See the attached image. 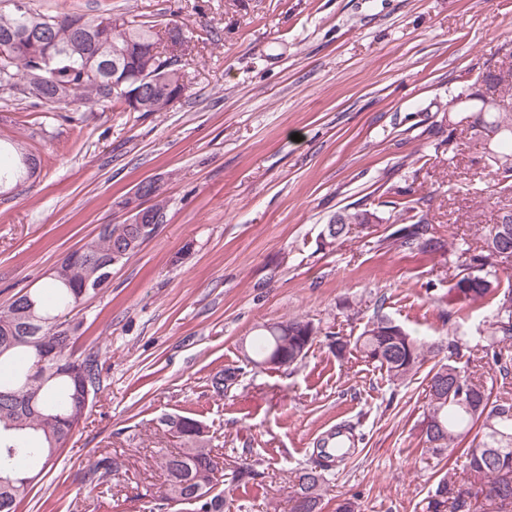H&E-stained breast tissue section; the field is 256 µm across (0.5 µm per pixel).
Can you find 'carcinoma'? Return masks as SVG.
Instances as JSON below:
<instances>
[{
  "label": "carcinoma",
  "mask_w": 512,
  "mask_h": 512,
  "mask_svg": "<svg viewBox=\"0 0 512 512\" xmlns=\"http://www.w3.org/2000/svg\"><path fill=\"white\" fill-rule=\"evenodd\" d=\"M120 26L89 44L76 41L78 27L87 29L103 23L84 14L48 15L31 8L24 13L0 12V38L15 37L10 46L0 44V92L15 95L18 81L41 83L40 102L50 110L67 108L76 100L119 106L125 112H166V88L178 86V69L155 74L157 89L133 105L129 95L139 88L138 75L145 69V57L158 48V33L146 21L119 18ZM486 87L496 97L494 108L485 107L480 93ZM495 133L487 165L493 180L512 182V66L504 69L490 62L482 65L473 84L448 100V142L465 137L485 139ZM38 170L36 156L20 150L14 142L0 139V183L27 182ZM397 220L403 226L382 239L401 250L444 255L449 243L433 226L429 200L411 198L395 203ZM481 245L472 248L463 238L456 243L455 264L476 271L458 281H449L448 303L490 306V320L483 331L484 351L491 356L502 380L512 377V275L501 276L499 267L488 262L493 253L512 251V209L502 210L496 223L485 228ZM130 248L129 256L140 251L130 244L127 225L114 224L109 233L81 246V254L70 260L66 273L53 274L41 288L29 290L0 310V512H17L38 484V477L57 460L68 441L71 417L82 404L85 392L100 386L102 366L98 355L83 356V370L72 375L43 377L54 363L42 362L43 348L56 341L63 358L75 354L76 332L81 323L69 315L77 308L84 282L91 272L90 261H104L114 247ZM377 305L373 319L354 341L328 332L336 356L353 348L387 374L393 384L414 376L429 356L448 351V362H437L428 373L429 407L424 413L425 451L436 456H453L467 437L463 449L464 482L461 488L439 481L427 497L426 512H448L464 507L474 497L497 510L512 507V399H491V393L457 365L461 338L426 342L410 334ZM322 333L319 324L303 317L258 326L250 348L243 353L246 364L282 359L288 369L306 356ZM181 446L160 455L166 485L145 505L146 512H169L179 506L183 512H224V495L240 483L257 476L243 462L224 474L221 484L212 485V436L202 420L177 414L165 425ZM322 451L311 464L294 471L289 486V512H321V501L330 471L345 460ZM116 459L103 458L88 474L86 482L97 486L115 472Z\"/></svg>",
  "instance_id": "obj_1"
}]
</instances>
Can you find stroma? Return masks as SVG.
I'll use <instances>...</instances> for the list:
<instances>
[{
  "mask_svg": "<svg viewBox=\"0 0 512 512\" xmlns=\"http://www.w3.org/2000/svg\"><path fill=\"white\" fill-rule=\"evenodd\" d=\"M53 15L140 16L182 26L196 56L186 96L167 112L78 103L49 111L0 94V135L41 160L36 178L0 187V308L42 284L101 225L124 222L117 201L157 179L166 221L112 270L76 316L75 350L98 352L100 388L59 459L19 512H140L160 490L158 451L177 447L162 417L210 427L225 466L256 480L224 512H286L294 469L336 423H357L353 458L334 466L322 512H425L461 461L423 450L426 382L393 386L318 338L297 367L244 365L263 323L306 316L354 338L384 311L431 342L458 335V364L494 396L512 393L482 351L484 308L449 309L446 257L379 245L393 201L427 197L448 239H479L512 184H494L482 149L448 150L447 102L512 41V0H30ZM426 164H419V157ZM381 221L318 250L345 206ZM225 374L223 392L212 381ZM105 456L123 466L93 487Z\"/></svg>",
  "mask_w": 512,
  "mask_h": 512,
  "instance_id": "obj_1",
  "label": "stroma"
}]
</instances>
